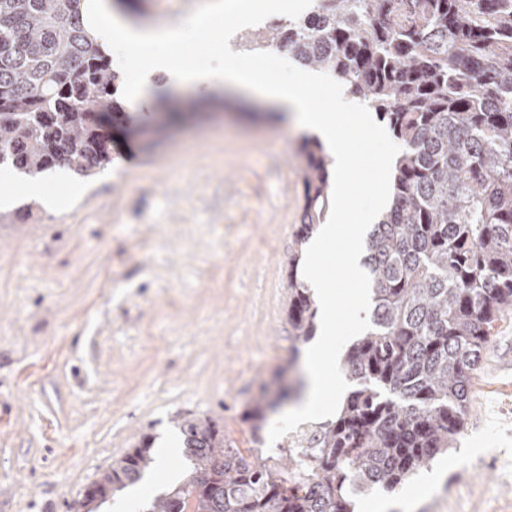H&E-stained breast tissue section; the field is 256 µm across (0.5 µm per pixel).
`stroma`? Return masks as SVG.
Segmentation results:
<instances>
[{
    "instance_id": "1",
    "label": "stroma",
    "mask_w": 512,
    "mask_h": 512,
    "mask_svg": "<svg viewBox=\"0 0 512 512\" xmlns=\"http://www.w3.org/2000/svg\"><path fill=\"white\" fill-rule=\"evenodd\" d=\"M172 125L137 109L103 172L44 176L49 206L15 175L0 204V512H79L85 489L152 437L170 446L124 512L184 480L176 422H216L243 456L280 459L292 435L254 442L302 394L292 360L288 260L303 204L301 133L270 102ZM402 512H512V310L472 379L456 447L394 491Z\"/></svg>"
}]
</instances>
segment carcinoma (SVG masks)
<instances>
[{"label":"carcinoma","mask_w":512,"mask_h":512,"mask_svg":"<svg viewBox=\"0 0 512 512\" xmlns=\"http://www.w3.org/2000/svg\"><path fill=\"white\" fill-rule=\"evenodd\" d=\"M247 48L276 49L325 72L386 120L402 151L392 203L366 239L373 327L350 345L354 383L336 416L282 467L249 460L210 420L177 426L192 469L149 512H354L351 495L392 491L454 448L472 372L512 309V0H313ZM84 0H0V166L30 178L55 168L91 177L112 163L108 129H139L119 97ZM223 98L152 108L194 119ZM297 244L330 208L322 144H302ZM288 273L295 343L316 331L310 289ZM267 401L244 419L255 440ZM151 438L96 482L101 499L138 483Z\"/></svg>","instance_id":"1"}]
</instances>
